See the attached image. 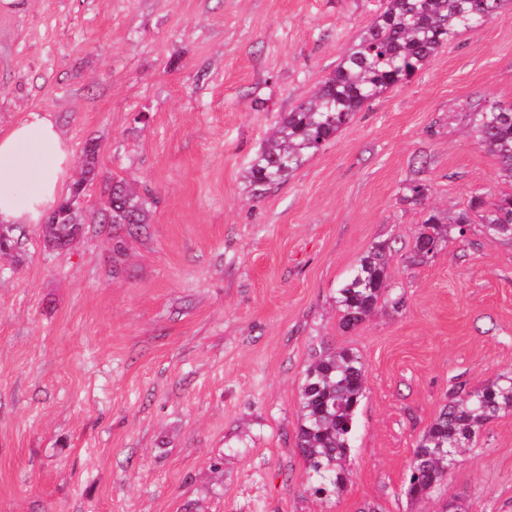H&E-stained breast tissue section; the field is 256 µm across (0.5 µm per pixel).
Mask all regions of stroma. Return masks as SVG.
I'll return each instance as SVG.
<instances>
[{"label": "stroma", "instance_id": "stroma-1", "mask_svg": "<svg viewBox=\"0 0 512 512\" xmlns=\"http://www.w3.org/2000/svg\"><path fill=\"white\" fill-rule=\"evenodd\" d=\"M380 0H26L0 7V130L52 112L83 181L68 250L24 224L0 257V512H512V413L424 499L404 488L456 388L512 374V243L480 218L424 265V209L512 193L471 114L512 102V0L367 103L284 184L245 170ZM98 146L83 178V148ZM149 197L138 234L100 223L108 183ZM414 181L424 205L404 198ZM395 240L381 305L340 327L336 290ZM358 356L349 482L311 492L296 446L316 352Z\"/></svg>", "mask_w": 512, "mask_h": 512}]
</instances>
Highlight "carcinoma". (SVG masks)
Returning <instances> with one entry per match:
<instances>
[{
  "label": "carcinoma",
  "instance_id": "obj_1",
  "mask_svg": "<svg viewBox=\"0 0 512 512\" xmlns=\"http://www.w3.org/2000/svg\"><path fill=\"white\" fill-rule=\"evenodd\" d=\"M508 0H383L373 23L343 55L336 69L310 98L284 113L246 171L250 191L260 196L280 185L349 123L365 104L409 80L446 41L495 15ZM480 146L496 157L502 176L512 180V103H495L472 114ZM429 188L421 182L406 186V199L422 203ZM55 225L58 238L84 233L80 210L65 202ZM482 212L484 233L491 242L512 241V193L492 199L475 195L469 209L445 224L427 213L411 245L412 258L426 262L453 237L465 239L469 210ZM103 211L110 224L148 223L147 201L124 181L112 182ZM395 241L372 246L336 292L341 324L354 327L367 319L389 296L388 256ZM365 374L358 357L348 350L326 351L313 360L302 385V422L297 448L314 478V494L344 491L349 471L345 461L352 448L358 407L364 397ZM512 412V376L462 398H453L426 429L409 463L406 494L421 499L440 483L483 427L502 413Z\"/></svg>",
  "mask_w": 512,
  "mask_h": 512
}]
</instances>
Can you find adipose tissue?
<instances>
[{
	"instance_id": "adipose-tissue-1",
	"label": "adipose tissue",
	"mask_w": 512,
	"mask_h": 512,
	"mask_svg": "<svg viewBox=\"0 0 512 512\" xmlns=\"http://www.w3.org/2000/svg\"><path fill=\"white\" fill-rule=\"evenodd\" d=\"M72 152L49 112L0 132V227L38 223L65 191Z\"/></svg>"
}]
</instances>
